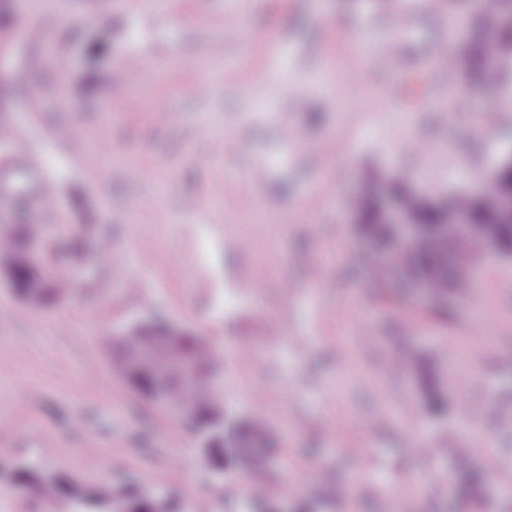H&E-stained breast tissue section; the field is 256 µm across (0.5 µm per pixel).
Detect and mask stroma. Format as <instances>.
Listing matches in <instances>:
<instances>
[{"label": "stroma", "instance_id": "1", "mask_svg": "<svg viewBox=\"0 0 512 512\" xmlns=\"http://www.w3.org/2000/svg\"><path fill=\"white\" fill-rule=\"evenodd\" d=\"M5 4L0 76L19 93L0 123L40 171L0 139V209L35 177L52 182L40 253L78 288L29 309L0 280V512H41L12 478L22 464L90 493L133 482L212 512L252 502L244 467L213 477L195 432L113 390L101 336L152 314L219 351L225 407L262 410L279 442L269 512H512V427L499 420L512 411V259L477 260L470 298L439 314L405 289L382 293L349 207L373 176L404 172L433 196L468 188L457 164L480 173L512 155V111L489 132L475 121L512 102V83L448 85L458 15L446 0H236L234 28L224 0ZM133 55L145 69L131 82L120 66ZM285 124L301 147L284 145ZM228 137L236 151L218 153ZM104 142L111 163L86 165ZM258 165L265 177L248 183ZM77 237L83 253L62 250ZM102 237L121 266L96 262ZM430 387L443 413L427 410ZM491 455L497 480L461 502L459 461Z\"/></svg>", "mask_w": 512, "mask_h": 512}]
</instances>
